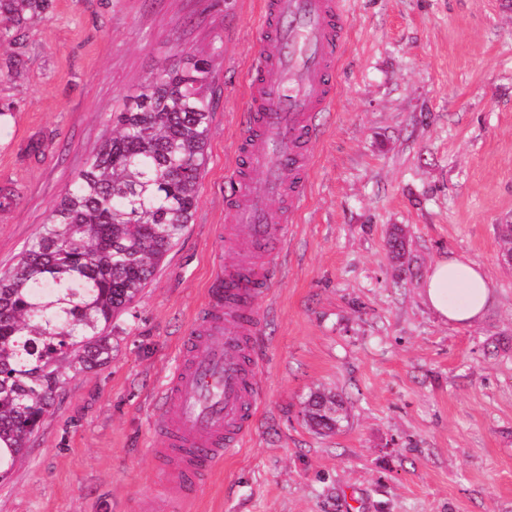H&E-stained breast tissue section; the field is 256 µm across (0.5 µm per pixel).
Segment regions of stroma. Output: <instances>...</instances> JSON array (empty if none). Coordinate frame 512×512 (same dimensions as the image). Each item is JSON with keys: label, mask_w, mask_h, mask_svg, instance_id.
<instances>
[{"label": "stroma", "mask_w": 512, "mask_h": 512, "mask_svg": "<svg viewBox=\"0 0 512 512\" xmlns=\"http://www.w3.org/2000/svg\"><path fill=\"white\" fill-rule=\"evenodd\" d=\"M262 0H51L0 79V270L141 85L216 50L199 203L154 281L114 322L112 360L68 380L0 512H512V0H352L336 105L318 113L307 197L271 262L258 423L195 498L170 504L152 460L155 399L224 263ZM45 151L31 155L30 141ZM400 227L406 254L386 241ZM478 263L483 318L440 319L422 283L441 256ZM344 402L334 434L313 391ZM342 409V401L321 392L310 393L304 401L305 416L309 425L317 431L332 433L340 430L343 417L330 413L332 407Z\"/></svg>", "instance_id": "stroma-1"}]
</instances>
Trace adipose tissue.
<instances>
[{
	"mask_svg": "<svg viewBox=\"0 0 512 512\" xmlns=\"http://www.w3.org/2000/svg\"><path fill=\"white\" fill-rule=\"evenodd\" d=\"M423 295L440 319L470 325L482 316L489 302L490 283L479 264L449 255L430 268Z\"/></svg>",
	"mask_w": 512,
	"mask_h": 512,
	"instance_id": "obj_1",
	"label": "adipose tissue"
}]
</instances>
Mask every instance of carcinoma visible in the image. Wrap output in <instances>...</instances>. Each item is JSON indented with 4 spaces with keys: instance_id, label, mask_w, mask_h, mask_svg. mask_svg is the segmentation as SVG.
Listing matches in <instances>:
<instances>
[{
    "instance_id": "obj_1",
    "label": "carcinoma",
    "mask_w": 512,
    "mask_h": 512,
    "mask_svg": "<svg viewBox=\"0 0 512 512\" xmlns=\"http://www.w3.org/2000/svg\"><path fill=\"white\" fill-rule=\"evenodd\" d=\"M50 0H0V47L46 18ZM211 57L154 74L66 187L17 264L0 273V481L10 478L69 374L112 360V321L152 282L198 206L211 131ZM342 401H304L332 433Z\"/></svg>"
}]
</instances>
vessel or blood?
I'll return each instance as SVG.
<instances>
[{
	"mask_svg": "<svg viewBox=\"0 0 512 512\" xmlns=\"http://www.w3.org/2000/svg\"><path fill=\"white\" fill-rule=\"evenodd\" d=\"M350 0H263L248 77L246 130L238 143L221 266L161 392L153 449L170 499L182 503L251 436L259 385L253 335L262 270L287 248L301 210L316 114L334 104L333 76L347 50Z\"/></svg>",
	"mask_w": 512,
	"mask_h": 512,
	"instance_id": "b4317fda",
	"label": "vessel or blood"
}]
</instances>
